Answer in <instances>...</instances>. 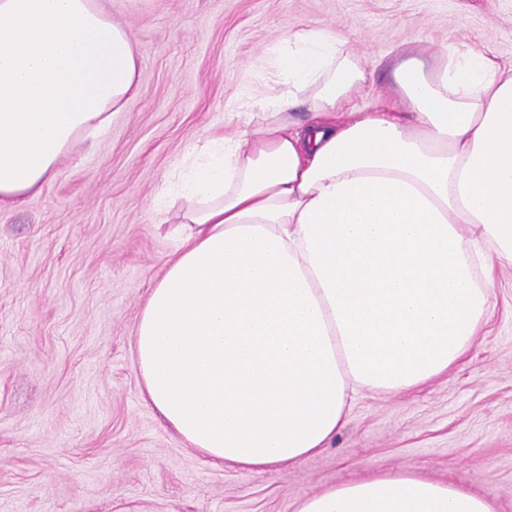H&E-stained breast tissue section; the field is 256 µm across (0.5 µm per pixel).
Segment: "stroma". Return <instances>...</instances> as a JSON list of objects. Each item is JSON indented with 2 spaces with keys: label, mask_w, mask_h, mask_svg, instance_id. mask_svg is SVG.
Here are the masks:
<instances>
[{
  "label": "stroma",
  "mask_w": 512,
  "mask_h": 512,
  "mask_svg": "<svg viewBox=\"0 0 512 512\" xmlns=\"http://www.w3.org/2000/svg\"><path fill=\"white\" fill-rule=\"evenodd\" d=\"M135 35L139 88L55 178L0 206V512H295L342 480L406 469L512 512V266L462 361L421 388L357 390L323 452L218 469L141 395L138 312L175 240L159 207L187 148L243 128L281 35L346 36L388 95L430 43L512 63V0H107Z\"/></svg>",
  "instance_id": "stroma-1"
}]
</instances>
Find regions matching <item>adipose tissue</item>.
Returning <instances> with one entry per match:
<instances>
[{"label":"adipose tissue","mask_w":512,"mask_h":512,"mask_svg":"<svg viewBox=\"0 0 512 512\" xmlns=\"http://www.w3.org/2000/svg\"><path fill=\"white\" fill-rule=\"evenodd\" d=\"M236 136L194 145L180 246L135 325L142 397L217 468L322 452L352 388H419L473 347L512 265V67L474 49L409 62L374 108L348 40L285 33ZM134 36L98 0H0V205L135 94ZM307 104L312 119L289 117ZM295 512H496L407 471L302 495Z\"/></svg>","instance_id":"obj_1"}]
</instances>
